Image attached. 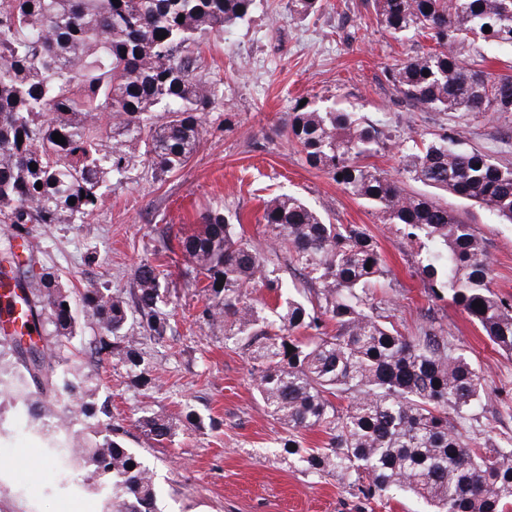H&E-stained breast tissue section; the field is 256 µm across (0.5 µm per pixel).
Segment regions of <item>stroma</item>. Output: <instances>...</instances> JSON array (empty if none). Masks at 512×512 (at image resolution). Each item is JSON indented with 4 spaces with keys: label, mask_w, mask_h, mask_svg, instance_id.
<instances>
[{
    "label": "stroma",
    "mask_w": 512,
    "mask_h": 512,
    "mask_svg": "<svg viewBox=\"0 0 512 512\" xmlns=\"http://www.w3.org/2000/svg\"><path fill=\"white\" fill-rule=\"evenodd\" d=\"M429 47L418 35L386 33L374 0H322L303 18L288 0H256L250 17L201 46L200 72L215 83L217 103L203 117L206 135L188 164L161 176L136 163L113 175L107 203L91 219L31 225L43 244L37 264L58 270L75 295L104 285L126 293L135 266L152 257L160 230L193 232L204 212L220 207L240 214L249 243L300 288L301 275L288 269L286 255L271 254L257 222L267 195L294 194L332 223L366 226L389 267L375 289L381 314L411 336L429 326L444 330L485 380L465 437L512 446V355L495 348L448 300L433 296L419 272L426 243L407 242L378 211L308 165L286 132L289 112L304 100L356 113L376 122L386 143L369 165L397 175L413 141L430 139L448 120L407 104L384 70ZM465 143L512 166V113L469 119ZM448 206L481 239L493 263L492 289L512 298V224L453 196ZM162 261L173 332L161 343L140 339L154 389L143 390L125 367L96 354L92 325L81 324L68 360L97 386L126 447L151 469L157 512H426L409 495L364 501L344 478L312 475L281 448L286 430L264 411L247 353L226 346L223 330L199 321L204 298L185 287L180 256L168 253ZM63 407L56 401L34 418L25 407L0 405V512H102L89 469L78 468L63 483L43 454L42 430L57 426ZM151 414L172 421L171 438L157 441L143 431L138 421Z\"/></svg>",
    "instance_id": "35a3bbf8"
}]
</instances>
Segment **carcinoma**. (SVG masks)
Wrapping results in <instances>:
<instances>
[{
    "mask_svg": "<svg viewBox=\"0 0 512 512\" xmlns=\"http://www.w3.org/2000/svg\"><path fill=\"white\" fill-rule=\"evenodd\" d=\"M255 3L0 0V224L11 226L27 254L11 244L0 259V283L22 291L27 327L0 336V398L36 416L65 393L67 430L47 452L64 481L78 463L112 482L104 512H156L155 481L112 425L73 429L108 416V403L97 402L96 387L77 371L58 372L79 327L75 302L58 274L34 268L39 244L27 225L93 215L112 174L140 158L163 172L183 168L206 134L201 115L216 100L213 83L197 73L195 47L245 20ZM375 11L386 32H420L432 42L431 51L387 68L394 91L459 122L405 152L400 180L363 163L383 141L354 112L305 104L288 114V138L309 165L342 175L337 183L348 193L401 225L406 240L430 243L421 261L428 288L446 289L494 345L512 353V301L491 289L492 262L472 225L447 203L405 188L408 180L444 191L512 224V167L462 148L460 123L512 112V76L484 71L479 50L468 65L459 55L477 43L512 47V0H375ZM104 114L112 118L109 150L100 144ZM257 223L272 250H284L305 276L308 287L297 295L243 238L240 216L222 209L160 249L183 258L187 287L206 299L200 317L224 328V343L248 351L264 409L286 425L281 447L313 473L343 476L367 500L409 493L433 512H512V449L476 448L461 432L484 395L483 378L442 331L408 336L377 311L372 288L387 269L365 226L331 224L287 193L268 198ZM133 285L127 297L94 288L79 302L98 330L97 353L147 388L152 378L128 324L139 319L157 342L172 333L160 265L142 260ZM258 287L275 301L258 298ZM139 424L157 441L173 434L162 416ZM311 429L325 435L323 446L301 445L299 435Z\"/></svg>",
    "mask_w": 512,
    "mask_h": 512,
    "instance_id": "cac0c4a2",
    "label": "carcinoma"
}]
</instances>
